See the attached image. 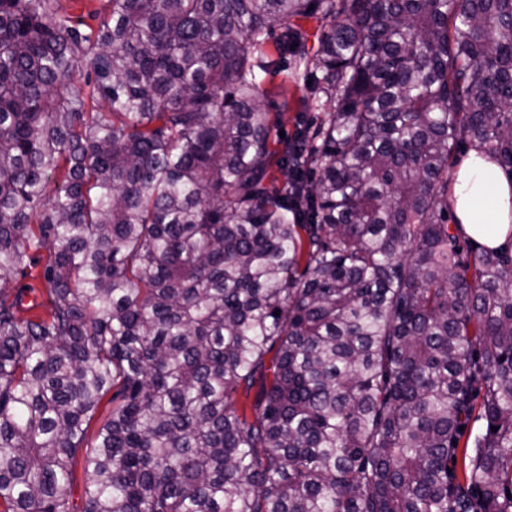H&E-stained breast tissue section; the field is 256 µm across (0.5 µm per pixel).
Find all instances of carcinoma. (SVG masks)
I'll return each mask as SVG.
<instances>
[{
    "instance_id": "carcinoma-1",
    "label": "carcinoma",
    "mask_w": 512,
    "mask_h": 512,
    "mask_svg": "<svg viewBox=\"0 0 512 512\" xmlns=\"http://www.w3.org/2000/svg\"><path fill=\"white\" fill-rule=\"evenodd\" d=\"M104 2L0 0V512H512V0ZM460 158L462 161L465 156ZM459 164L453 171L451 204L463 231L490 250L512 245L509 179L496 162L476 149Z\"/></svg>"
}]
</instances>
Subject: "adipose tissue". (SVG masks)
<instances>
[{
  "label": "adipose tissue",
  "instance_id": "adipose-tissue-1",
  "mask_svg": "<svg viewBox=\"0 0 512 512\" xmlns=\"http://www.w3.org/2000/svg\"><path fill=\"white\" fill-rule=\"evenodd\" d=\"M451 204L470 238L490 250L512 245V180L480 151L455 171Z\"/></svg>",
  "mask_w": 512,
  "mask_h": 512
}]
</instances>
